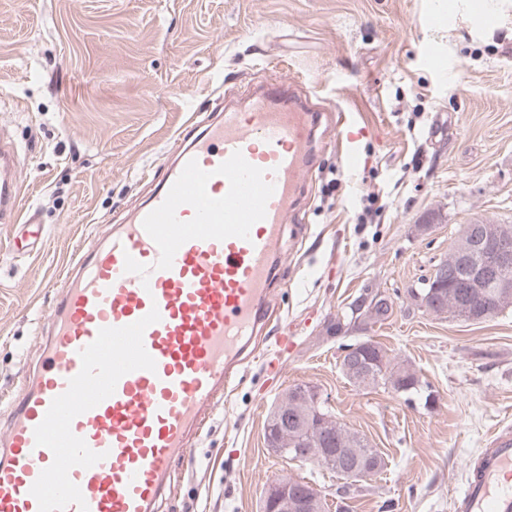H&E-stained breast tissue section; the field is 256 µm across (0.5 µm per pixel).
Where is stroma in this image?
I'll list each match as a JSON object with an SVG mask.
<instances>
[{
	"label": "stroma",
	"instance_id": "35a3bbf8",
	"mask_svg": "<svg viewBox=\"0 0 512 512\" xmlns=\"http://www.w3.org/2000/svg\"><path fill=\"white\" fill-rule=\"evenodd\" d=\"M275 76L300 78L314 116L313 184L284 230L266 333L174 463L163 512H260L281 475L329 512H454L469 461L512 425V307L434 317L407 291L461 225L512 224V0H0V139L19 151L34 219L0 224V418L36 368L73 247L129 222L187 123L246 108ZM338 108L357 136L350 167ZM366 288L392 316L332 332ZM367 338L417 371L430 404L343 376L344 346ZM295 384L381 452V472L349 487L268 449V413Z\"/></svg>",
	"mask_w": 512,
	"mask_h": 512
}]
</instances>
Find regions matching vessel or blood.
Segmentation results:
<instances>
[{
  "label": "vessel or blood",
  "mask_w": 512,
  "mask_h": 512,
  "mask_svg": "<svg viewBox=\"0 0 512 512\" xmlns=\"http://www.w3.org/2000/svg\"><path fill=\"white\" fill-rule=\"evenodd\" d=\"M294 82L228 109L189 145L131 223L75 249L47 355L0 435V512H158L172 464L199 439L271 318L283 227L315 125ZM0 140V223L22 208ZM512 428L498 430L456 512H512Z\"/></svg>",
  "instance_id": "obj_1"
}]
</instances>
